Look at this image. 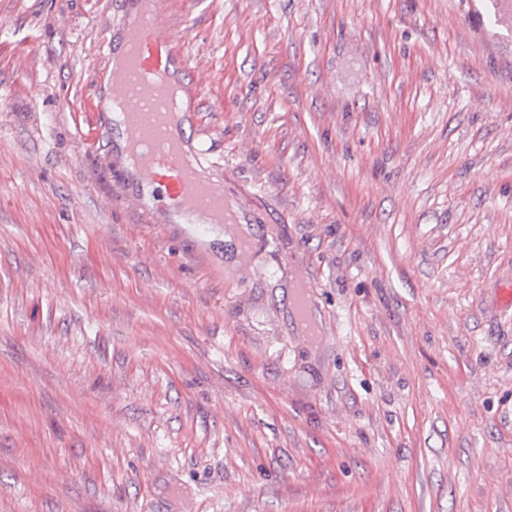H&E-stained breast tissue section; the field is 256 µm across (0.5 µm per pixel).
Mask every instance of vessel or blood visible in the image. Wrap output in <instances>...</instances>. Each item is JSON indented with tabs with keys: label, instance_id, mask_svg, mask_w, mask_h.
Returning a JSON list of instances; mask_svg holds the SVG:
<instances>
[{
	"label": "vessel or blood",
	"instance_id": "b4317fda",
	"mask_svg": "<svg viewBox=\"0 0 512 512\" xmlns=\"http://www.w3.org/2000/svg\"><path fill=\"white\" fill-rule=\"evenodd\" d=\"M147 14L122 16L127 40L122 62L112 72L113 100L131 148L148 144L154 159L140 168L142 181L166 200L186 221L203 218L211 224L233 225L239 207L224 184L201 179L184 163L187 140L173 131L175 119L196 126L201 118L189 92V71L164 28L172 0H150Z\"/></svg>",
	"mask_w": 512,
	"mask_h": 512
}]
</instances>
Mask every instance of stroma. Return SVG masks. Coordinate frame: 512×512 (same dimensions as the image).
<instances>
[{"label": "stroma", "instance_id": "1", "mask_svg": "<svg viewBox=\"0 0 512 512\" xmlns=\"http://www.w3.org/2000/svg\"><path fill=\"white\" fill-rule=\"evenodd\" d=\"M134 2L0 0V512H512V0L175 9L190 231L99 105Z\"/></svg>", "mask_w": 512, "mask_h": 512}]
</instances>
